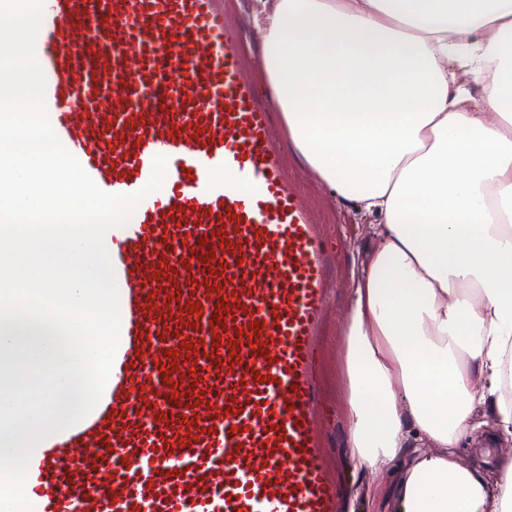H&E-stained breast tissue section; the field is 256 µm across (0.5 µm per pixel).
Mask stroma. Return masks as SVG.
Masks as SVG:
<instances>
[{
	"label": "stroma",
	"mask_w": 512,
	"mask_h": 512,
	"mask_svg": "<svg viewBox=\"0 0 512 512\" xmlns=\"http://www.w3.org/2000/svg\"><path fill=\"white\" fill-rule=\"evenodd\" d=\"M286 162L299 179L311 202L324 221L330 240L337 254L338 286L332 295L333 310L324 327L318 357V377L325 402L326 444L334 462V471L339 492L352 487L364 486L367 477L361 472H352L346 465L348 450L344 446L346 422L340 408L343 403V381L341 376V349L339 331L346 306V288L350 280L352 247L362 245L367 237L363 220L335 205L326 190L300 164L294 155H287Z\"/></svg>",
	"instance_id": "35a3bbf8"
}]
</instances>
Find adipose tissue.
Segmentation results:
<instances>
[{"instance_id": "adipose-tissue-1", "label": "adipose tissue", "mask_w": 512, "mask_h": 512, "mask_svg": "<svg viewBox=\"0 0 512 512\" xmlns=\"http://www.w3.org/2000/svg\"><path fill=\"white\" fill-rule=\"evenodd\" d=\"M288 144L369 219L340 330L345 512H512V0H250ZM482 87L485 103L474 101ZM498 448L491 445L482 438H466L462 444L460 461L463 464H470L478 459H484L488 462L491 469L497 468Z\"/></svg>"}]
</instances>
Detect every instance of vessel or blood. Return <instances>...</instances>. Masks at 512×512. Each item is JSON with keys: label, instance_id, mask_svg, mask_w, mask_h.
I'll return each mask as SVG.
<instances>
[{"label": "vessel or blood", "instance_id": "obj_1", "mask_svg": "<svg viewBox=\"0 0 512 512\" xmlns=\"http://www.w3.org/2000/svg\"><path fill=\"white\" fill-rule=\"evenodd\" d=\"M80 6L46 0L39 30L55 134L105 192L139 191L159 156L167 177L112 231V379L31 458L35 512H336L316 379L336 251L246 35L224 0Z\"/></svg>", "mask_w": 512, "mask_h": 512}]
</instances>
